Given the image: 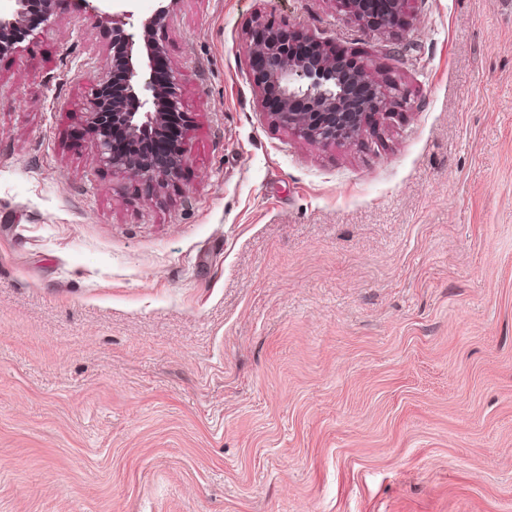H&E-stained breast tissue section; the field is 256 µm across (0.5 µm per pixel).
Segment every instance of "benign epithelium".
Listing matches in <instances>:
<instances>
[{"label": "benign epithelium", "mask_w": 512, "mask_h": 512, "mask_svg": "<svg viewBox=\"0 0 512 512\" xmlns=\"http://www.w3.org/2000/svg\"><path fill=\"white\" fill-rule=\"evenodd\" d=\"M29 2L16 0L14 14L0 16V55L19 54L23 51L22 43H31L41 35V31L23 25ZM66 2L43 0V29L52 27L57 10ZM125 2L127 0H85L91 15L112 34L106 54L112 59V66L124 71L125 82L120 89H113L111 72L106 71L91 84L83 122L100 165L123 169L164 189L183 167V148L175 147L164 162L158 163L141 152L140 147L157 139L169 124L183 119L180 74L170 70L167 82L161 84L153 66L154 58L164 53L156 32L175 14L179 0H168L166 6L144 19L140 36L126 30L132 14L125 9ZM337 2L363 29L386 30L400 17L408 0H388L390 16L379 23H371L364 16V0ZM254 23L266 36L249 41L246 49L251 66H256L260 59L264 61L265 68L253 73V83L262 105H267L271 98L278 102L276 110H266L272 124L323 147L355 142L363 134L365 116L363 112L351 111L353 91L360 84L369 88L362 108L380 121L394 113L392 97L364 66L346 68L336 61L335 53L327 51L319 60L299 57L288 46L289 31L273 27L263 16L255 17ZM118 141L126 144L125 152L115 151Z\"/></svg>", "instance_id": "7a95c632"}]
</instances>
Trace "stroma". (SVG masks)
Instances as JSON below:
<instances>
[{
  "mask_svg": "<svg viewBox=\"0 0 512 512\" xmlns=\"http://www.w3.org/2000/svg\"><path fill=\"white\" fill-rule=\"evenodd\" d=\"M404 101L360 142L267 120L253 19ZM180 0L165 191L81 121L71 0L0 57V512H512V0ZM349 12L365 30H386L391 28V23L400 17L408 0H388L390 5V16L379 23H370L363 14L362 4L364 0H336Z\"/></svg>",
  "mask_w": 512,
  "mask_h": 512,
  "instance_id": "stroma-1",
  "label": "stroma"
}]
</instances>
